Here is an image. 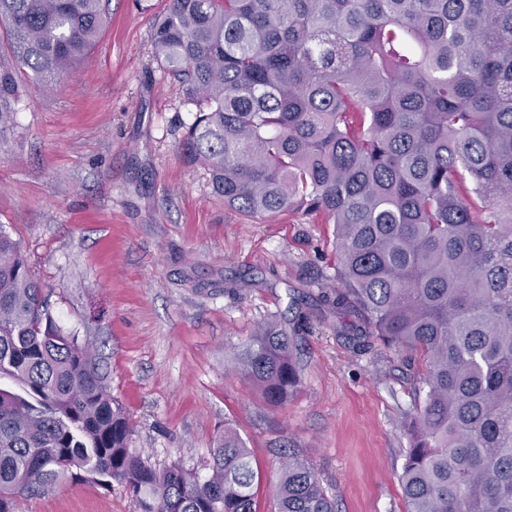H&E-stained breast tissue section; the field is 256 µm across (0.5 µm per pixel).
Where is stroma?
<instances>
[{"mask_svg": "<svg viewBox=\"0 0 512 512\" xmlns=\"http://www.w3.org/2000/svg\"><path fill=\"white\" fill-rule=\"evenodd\" d=\"M108 23L58 86L22 78L0 145V225L21 242L57 322L101 356L155 467L207 476L232 426L275 512L279 452L307 460L338 512H405L400 475L422 358L347 329L333 225L250 220L179 150L195 108L154 55L165 0H104ZM306 319L297 392L272 407L233 366L264 319ZM18 512H140L120 483L52 485Z\"/></svg>", "mask_w": 512, "mask_h": 512, "instance_id": "obj_1", "label": "stroma"}]
</instances>
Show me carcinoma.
Segmentation results:
<instances>
[{
  "label": "carcinoma",
  "mask_w": 512,
  "mask_h": 512,
  "mask_svg": "<svg viewBox=\"0 0 512 512\" xmlns=\"http://www.w3.org/2000/svg\"><path fill=\"white\" fill-rule=\"evenodd\" d=\"M103 0H0V136L18 75L62 83ZM154 49L196 106L183 158L245 216L335 225L338 314L426 361L408 425L406 512H512V0H168ZM261 322L237 365L266 401L297 391L294 336ZM0 512L59 481H116L140 512H256L260 473L224 426L210 474L158 469L92 348L55 320L0 225ZM276 512H336L283 457Z\"/></svg>",
  "instance_id": "1"
}]
</instances>
